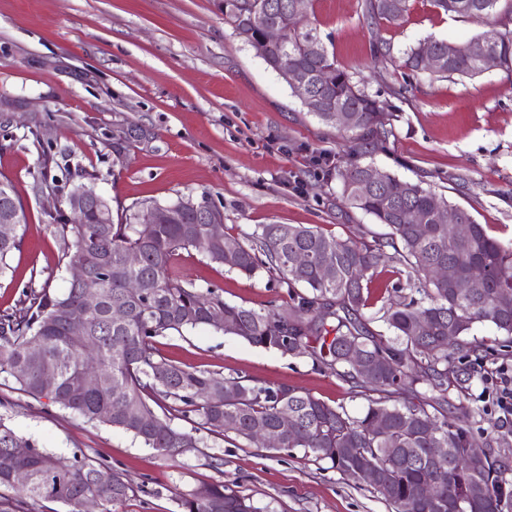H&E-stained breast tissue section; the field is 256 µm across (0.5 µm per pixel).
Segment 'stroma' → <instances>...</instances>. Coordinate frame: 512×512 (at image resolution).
Masks as SVG:
<instances>
[{
  "label": "stroma",
  "mask_w": 512,
  "mask_h": 512,
  "mask_svg": "<svg viewBox=\"0 0 512 512\" xmlns=\"http://www.w3.org/2000/svg\"><path fill=\"white\" fill-rule=\"evenodd\" d=\"M339 68L377 98L392 125L360 165L412 182L468 209L503 245L512 244V75H422L405 83L404 52L424 39L456 44L494 29V20L438 14L430 0H409L398 26L382 28L393 59L371 54L360 0H312L307 13ZM42 128L72 183L92 174L113 208L169 202L209 193L224 211L225 231L250 236L261 224H304L367 242L386 239L387 225L347 206L333 168H345L353 133L324 124L224 23L221 0H0V173L27 211L18 250L0 275V312L18 307L30 284L64 293L70 278L56 238L40 217L59 204L33 189L41 150L26 133ZM124 138L122 163L113 137ZM182 280L219 287L226 302L256 310L282 303L268 272L248 278L181 252ZM398 255L387 252L363 310L373 331L405 281ZM466 341L486 356L469 359L467 406L476 441L499 431L512 445L494 374H512V335L474 325ZM165 358L192 370L241 375L287 385L353 416L366 396L310 359L200 325L157 337ZM0 421L39 449L65 460L87 457L123 473L134 494L112 512H182L180 499L205 484H233L262 512H391L354 479L297 449L286 454L199 430L198 448L170 460L132 434L85 421L48 400L34 399L0 375Z\"/></svg>",
  "instance_id": "stroma-1"
}]
</instances>
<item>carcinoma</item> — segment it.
<instances>
[{
    "label": "carcinoma",
    "instance_id": "cac0c4a2",
    "mask_svg": "<svg viewBox=\"0 0 512 512\" xmlns=\"http://www.w3.org/2000/svg\"><path fill=\"white\" fill-rule=\"evenodd\" d=\"M294 0H222L224 23L233 34L252 47L268 67L279 58L314 79L313 92L325 106L353 109L354 121L344 127L357 132L354 154L388 138L383 107L362 91L353 77L336 65L317 29L300 16L288 27ZM409 0H362L374 56L391 57L390 43L379 26L398 24L408 11ZM437 12L471 21L493 13L512 16V0H431ZM287 30L288 45L268 42L263 29ZM475 39L486 43L499 57L501 70L512 74V26ZM317 43V51L310 49ZM443 57L441 78L482 73L468 44L448 58L445 40L426 39L409 47L403 66L421 73L423 46ZM329 69L335 79L324 86L318 74ZM58 165L49 150L42 153L31 172L34 186L47 180ZM368 167L351 163L337 171L343 197L353 208L373 216L391 228L386 241L371 243L342 239L318 227L295 224H260L249 243L223 234L214 236L205 221L221 208L203 192L195 206H183L186 197L169 203H144L109 215L99 223L97 212L69 223L61 211L44 213L43 222L59 240L68 265H80L85 281L69 284L60 295L48 284L27 286L20 308L0 313V374L13 378L19 390L47 398L59 407L90 422H100L133 434L161 455L176 459L180 449L199 447L193 433L171 425L175 418L215 435H234L250 443L259 430L279 436V450L296 448L332 468L350 475L384 500L391 512H448L423 497L428 485L438 488L443 501H459L469 512H497L503 500L512 501V456L496 450L493 440L483 445L471 437L468 421L448 415L469 388L474 374L455 369L454 355L477 353L479 345L461 339L474 324L489 322L512 334V246L490 237L465 208L437 197L421 184L385 175L380 187L360 191L359 182ZM61 178H52L55 188L65 191L64 200L78 190H94L81 183L70 190L59 184L69 180L68 167ZM448 212V223L435 219V207ZM0 207H12L27 220L15 197L11 180L0 173ZM183 210L182 220L171 224L141 223L154 212ZM418 213L420 221L412 223ZM458 223L471 226L466 238L454 234ZM238 245V258L229 268L249 278L260 270L277 274L287 286L288 300L266 311L229 304L213 287L200 289L184 282L175 272L179 252L195 251L210 261L225 264L224 245ZM18 234L0 240V275L7 258L19 248ZM391 247L408 269L405 287L418 297H401L385 313L391 335L373 332L361 314L367 305L366 282L378 266L383 248ZM137 252L141 262L129 266L126 256ZM307 255L303 265L297 254ZM454 271V282L431 277L436 266ZM476 268L487 271L484 287L471 296H459L455 283ZM97 288L99 307L87 310L82 296ZM306 292H300V289ZM122 308L124 320L111 318ZM224 314V322L213 320ZM85 315L86 333L77 341L70 336L69 322ZM198 325L212 326L255 347L275 349L283 355L308 357L316 370L329 369L346 378L363 394L373 393L367 410L354 417L342 405L332 406L309 393L285 385L271 387L240 375H221L190 370L162 357L156 337L182 332ZM357 349L364 364L348 360ZM97 356L101 368L98 386L84 387L85 351ZM408 396L400 403L390 397L400 388ZM293 428L283 426V414ZM440 430L438 439L428 438L427 427ZM22 448L18 454L15 449ZM17 469L31 479L20 485L12 480ZM109 480L101 479V473ZM15 492L14 512H26L29 503L61 502L81 512L86 497H97L101 512L135 492L124 475L91 459L66 463L39 449L0 421V489ZM183 512H262L250 497L223 483L202 485L181 499Z\"/></svg>",
    "mask_w": 512,
    "mask_h": 512
}]
</instances>
